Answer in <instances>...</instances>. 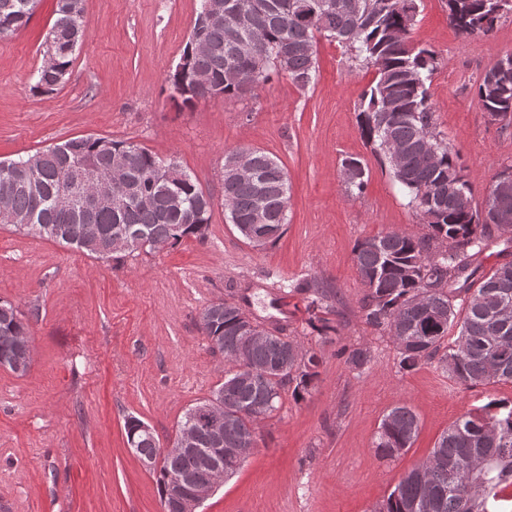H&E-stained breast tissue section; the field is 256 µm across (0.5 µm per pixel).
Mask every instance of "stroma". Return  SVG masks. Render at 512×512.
<instances>
[{
    "label": "stroma",
    "mask_w": 512,
    "mask_h": 512,
    "mask_svg": "<svg viewBox=\"0 0 512 512\" xmlns=\"http://www.w3.org/2000/svg\"><path fill=\"white\" fill-rule=\"evenodd\" d=\"M200 0H84V35L63 86L33 89L57 0H38L28 23L0 37V159L74 137L128 139L175 159L214 206L204 239L120 261L98 259L0 224V300L27 324L25 375L0 368V512H163L157 474L128 447L135 416L161 447L187 409L211 396L229 365L199 325L228 300L267 327L283 329L322 358L308 394L284 392L258 421L257 445L198 512H373L440 436L488 399L512 401V384L467 389L436 363L399 368L386 334L367 326L366 289L354 262L358 240L389 231L420 237L426 223L361 136L360 96L373 68L319 38L316 78L286 75L234 98L178 110L167 78L179 63ZM410 38L436 51L430 88L437 129L458 152L473 204L512 166V124L490 120L477 83L512 53V14L487 36L460 35L447 0H419ZM249 146L285 168L288 224L265 248L248 244L224 210V155ZM360 159L363 188L344 180ZM323 288L336 333L308 323L301 284ZM365 346L371 361L351 369L340 351ZM400 403L419 428L401 456L379 459L385 414Z\"/></svg>",
    "instance_id": "1"
}]
</instances>
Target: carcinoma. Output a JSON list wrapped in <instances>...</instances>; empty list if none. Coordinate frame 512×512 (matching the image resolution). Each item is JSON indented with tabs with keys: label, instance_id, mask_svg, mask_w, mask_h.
Returning <instances> with one entry per match:
<instances>
[{
	"label": "carcinoma",
	"instance_id": "cac0c4a2",
	"mask_svg": "<svg viewBox=\"0 0 512 512\" xmlns=\"http://www.w3.org/2000/svg\"><path fill=\"white\" fill-rule=\"evenodd\" d=\"M224 12L246 10L244 29L222 22L194 26L186 43L185 65L168 77L170 98L193 107L208 94L235 96L284 72L300 88L315 80L317 36L332 38L376 69L373 84L361 95L358 123L366 144L389 160L393 177L407 190L409 204L427 223L428 233L414 237L387 232L360 240L354 261L366 293L361 301L364 322L393 339L399 366L410 371L435 361L465 388L512 383V261L496 266L478 288L470 290L474 261L489 246L492 232L512 244V220L492 224L497 208L512 216V192L496 194L512 183V166L493 181L485 207L478 210L458 163V154L437 131L429 89L437 71V53L410 40L417 0H325L311 25L300 23L294 6L303 0H214ZM498 0H448V18L470 36L494 31ZM36 0H0V35L24 26ZM84 0H58L51 59L34 74V89L53 92L66 81L83 35ZM476 97L491 120H512V54L499 60L476 88ZM400 148L399 163L389 146ZM247 152L256 176L224 181V209L236 228L264 216L266 243L278 240L287 224L288 180L269 153ZM126 159L123 192L83 220L57 201L63 194L77 199L90 185L79 179L88 169H108ZM364 185L365 168L358 159L343 162ZM213 202L196 179L174 159L165 161L131 140L108 137L72 138L27 157L0 160V224L58 242L99 259L122 253H153L185 238L203 239ZM130 229L122 246L114 229ZM443 245L433 249L431 242ZM309 323L321 335L335 331L326 315L333 313L326 294L309 287ZM465 307L456 311L462 293ZM200 329L212 350L234 369L212 396L184 414L178 433L190 430L198 448H246L256 440L255 424L281 404L285 387L304 397L318 377L321 358L290 336L266 333L234 303L219 302L200 315ZM456 334L448 336L450 330ZM28 327L16 308L0 301V367L27 372L31 359L22 347ZM340 355L361 370L371 361L368 348H344ZM136 416L125 420L126 438L134 439L142 459L155 461L161 500L178 512L169 497L174 476L196 484L211 481L213 469L200 452L159 456V441L142 430ZM418 418L406 405L382 419L375 452L392 459L413 444ZM512 485V403L491 399L460 417L446 430L428 458L395 485L375 512H493L500 490Z\"/></svg>",
	"mask_w": 512,
	"mask_h": 512
}]
</instances>
